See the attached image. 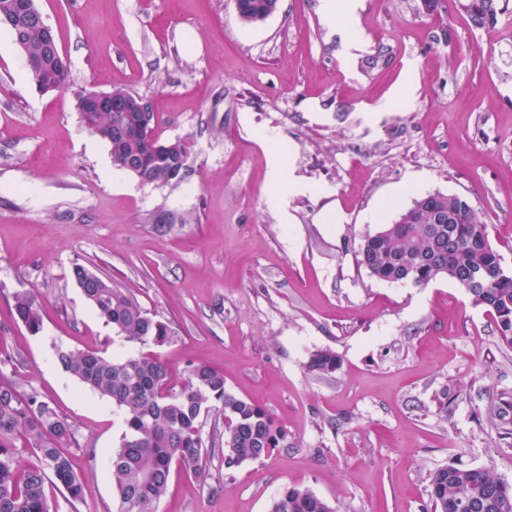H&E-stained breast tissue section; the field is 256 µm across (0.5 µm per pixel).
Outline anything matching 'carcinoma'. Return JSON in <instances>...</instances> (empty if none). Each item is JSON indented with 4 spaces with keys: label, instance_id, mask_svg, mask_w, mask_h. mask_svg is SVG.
Wrapping results in <instances>:
<instances>
[{
    "label": "carcinoma",
    "instance_id": "carcinoma-1",
    "mask_svg": "<svg viewBox=\"0 0 512 512\" xmlns=\"http://www.w3.org/2000/svg\"><path fill=\"white\" fill-rule=\"evenodd\" d=\"M473 27L491 30L503 12L500 0H457ZM279 0H249L239 14L247 24L267 20ZM29 79H39L46 91L62 90L67 81L42 69V29L38 24L17 31ZM84 126L108 142L112 164L146 152L144 142L133 137L110 139L112 113L84 112ZM167 153L148 155V163L134 177L152 186L172 184L168 178L169 155L187 154L181 141L162 142ZM448 214V223L436 224L437 213ZM357 265L369 276L389 283L415 277L425 287L438 279L453 281L464 289L471 303L493 316L499 342L512 349V269L490 241L484 224L459 195L435 192L420 197L390 224L363 239ZM72 275L95 313L115 335L141 346L160 347L173 336L171 324L145 310L138 300L109 277L76 263ZM15 319L32 334L40 333V304L32 291L13 294ZM61 368L82 385L112 402L122 415L124 429L112 451L109 474L118 504L117 512H156L165 496L172 463L187 474L206 478L203 419L224 420V472L230 474L275 450L288 448V435L263 408L230 392L224 374L207 365L190 369L178 387L171 385L165 363L150 352L107 357L98 351L53 345ZM0 359V512H50L46 486L62 487L66 500L82 499L83 483L64 449L75 442L70 424L49 403L20 392L19 374ZM339 356L330 349L312 354L308 369L320 375L340 368ZM486 416L502 438H512V400L491 398ZM430 512H512V484L487 467L453 464L429 478ZM269 512H336L332 504L310 489L290 485L272 502Z\"/></svg>",
    "mask_w": 512,
    "mask_h": 512
}]
</instances>
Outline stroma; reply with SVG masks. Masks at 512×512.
<instances>
[{
	"label": "stroma",
	"mask_w": 512,
	"mask_h": 512,
	"mask_svg": "<svg viewBox=\"0 0 512 512\" xmlns=\"http://www.w3.org/2000/svg\"><path fill=\"white\" fill-rule=\"evenodd\" d=\"M361 0L363 45L345 52L321 0H281L259 25L234 0H36L70 81L32 86L0 28V358L49 402L78 444L80 503L116 512L109 459L120 413L56 364L53 343L113 342L72 277H112L171 323L158 348L173 382L196 365L265 408L289 448L206 479L175 471L157 512H269L289 485L336 512H427L436 469L488 467L512 482V439L485 418L512 398V350L485 309L442 279L370 277L362 240L434 192L465 197L512 268V7L494 30L455 0ZM143 96L155 135L188 146L182 180L141 185L85 129L78 91ZM34 290L42 331L13 314ZM331 349L341 367L307 369Z\"/></svg>",
	"instance_id": "obj_1"
}]
</instances>
